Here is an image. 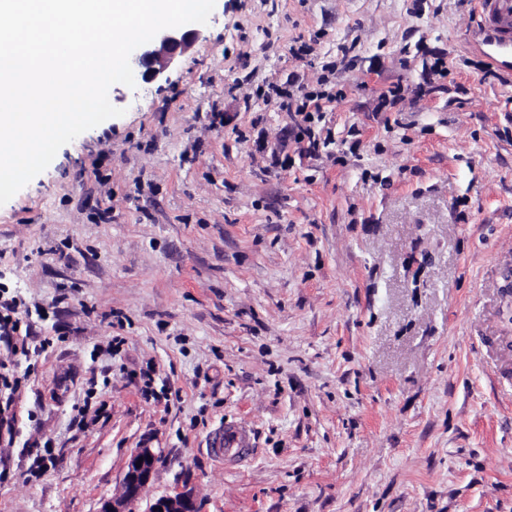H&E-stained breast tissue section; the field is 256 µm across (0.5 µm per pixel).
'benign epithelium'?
Returning <instances> with one entry per match:
<instances>
[{"label":"benign epithelium","instance_id":"obj_1","mask_svg":"<svg viewBox=\"0 0 512 512\" xmlns=\"http://www.w3.org/2000/svg\"><path fill=\"white\" fill-rule=\"evenodd\" d=\"M198 39V34L181 28L161 30L148 43L141 45L133 62L144 69V78L150 81L164 79L179 58L188 53ZM159 454L155 449L142 445L130 455L123 475V492L118 497L101 502L98 512H139L138 503L150 484ZM145 512H198L195 500L188 491L161 496Z\"/></svg>","mask_w":512,"mask_h":512}]
</instances>
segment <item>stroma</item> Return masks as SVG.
<instances>
[{"label": "stroma", "instance_id": "obj_1", "mask_svg": "<svg viewBox=\"0 0 512 512\" xmlns=\"http://www.w3.org/2000/svg\"><path fill=\"white\" fill-rule=\"evenodd\" d=\"M198 31L0 206V512H98L144 444L145 507L512 512V71L471 0H215ZM330 66L312 117L265 100ZM211 448H224V460L238 462L250 455L251 443L247 432L236 426H224L215 436Z\"/></svg>", "mask_w": 512, "mask_h": 512}]
</instances>
